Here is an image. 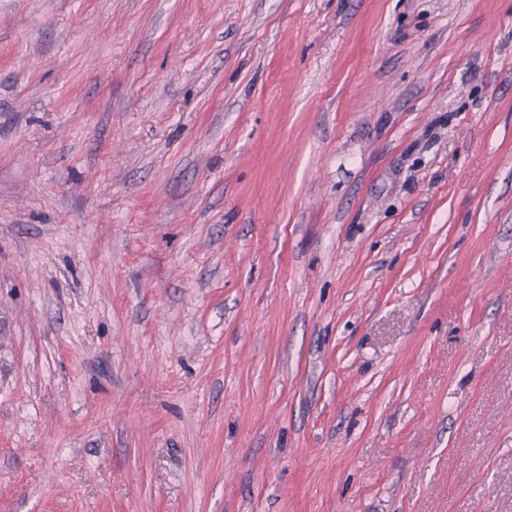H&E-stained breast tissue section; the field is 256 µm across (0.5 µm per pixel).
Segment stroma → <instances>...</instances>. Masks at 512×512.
Wrapping results in <instances>:
<instances>
[{
	"instance_id": "stroma-1",
	"label": "stroma",
	"mask_w": 512,
	"mask_h": 512,
	"mask_svg": "<svg viewBox=\"0 0 512 512\" xmlns=\"http://www.w3.org/2000/svg\"><path fill=\"white\" fill-rule=\"evenodd\" d=\"M0 512H512V0H0Z\"/></svg>"
}]
</instances>
